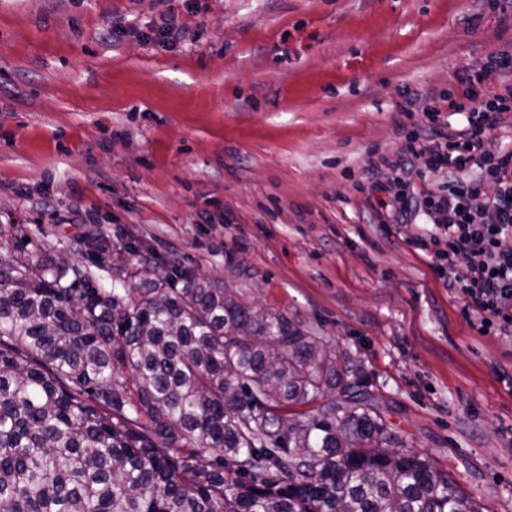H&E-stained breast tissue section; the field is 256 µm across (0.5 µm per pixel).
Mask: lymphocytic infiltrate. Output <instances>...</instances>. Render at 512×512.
Segmentation results:
<instances>
[{
	"mask_svg": "<svg viewBox=\"0 0 512 512\" xmlns=\"http://www.w3.org/2000/svg\"><path fill=\"white\" fill-rule=\"evenodd\" d=\"M499 78V88L484 106H472L473 90L463 84L447 108H433L385 163L393 186L372 184L378 193V226L423 218L424 228L411 243L427 254L461 314L484 336L512 335V147L487 154L484 140L493 130L512 126V56L488 54L476 78ZM466 117L464 127H449L445 112ZM422 166L419 185L406 176ZM496 190L486 193L485 182Z\"/></svg>",
	"mask_w": 512,
	"mask_h": 512,
	"instance_id": "1",
	"label": "lymphocytic infiltrate"
}]
</instances>
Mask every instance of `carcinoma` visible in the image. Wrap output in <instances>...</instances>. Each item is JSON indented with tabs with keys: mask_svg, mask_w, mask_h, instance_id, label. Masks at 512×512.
<instances>
[{
	"mask_svg": "<svg viewBox=\"0 0 512 512\" xmlns=\"http://www.w3.org/2000/svg\"><path fill=\"white\" fill-rule=\"evenodd\" d=\"M0 244V512H482L360 362L235 288Z\"/></svg>",
	"mask_w": 512,
	"mask_h": 512,
	"instance_id": "1",
	"label": "carcinoma"
}]
</instances>
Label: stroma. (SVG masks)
<instances>
[{
  "mask_svg": "<svg viewBox=\"0 0 512 512\" xmlns=\"http://www.w3.org/2000/svg\"><path fill=\"white\" fill-rule=\"evenodd\" d=\"M498 3L0 0V228L57 252L98 231L113 263L298 318L361 361L406 446L512 512V338L471 328L361 190L429 93L512 53ZM162 14L167 49L140 35Z\"/></svg>",
  "mask_w": 512,
  "mask_h": 512,
  "instance_id": "obj_1",
  "label": "stroma"
}]
</instances>
